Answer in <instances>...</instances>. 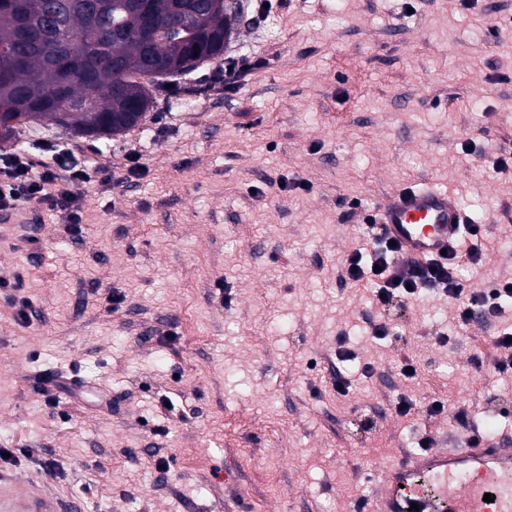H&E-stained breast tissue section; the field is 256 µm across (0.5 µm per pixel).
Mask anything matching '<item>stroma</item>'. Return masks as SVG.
Wrapping results in <instances>:
<instances>
[{
	"mask_svg": "<svg viewBox=\"0 0 512 512\" xmlns=\"http://www.w3.org/2000/svg\"><path fill=\"white\" fill-rule=\"evenodd\" d=\"M260 10L264 26L235 39L259 61L246 82L195 94L219 57L121 136L32 125L0 140V155L48 140L142 164L76 188L79 236L46 204L0 214V278L33 306L24 324L0 298V440L63 465L44 478L18 457L17 489L81 512H351L420 439L512 440V379L473 362L493 359L496 326L455 327L432 292L382 309L339 276L363 239L351 203L372 213L419 180L505 239L512 174L492 155L512 148V0H251ZM46 371L77 373L111 411L46 406ZM438 398L467 425L426 413Z\"/></svg>",
	"mask_w": 512,
	"mask_h": 512,
	"instance_id": "35a3bbf8",
	"label": "stroma"
}]
</instances>
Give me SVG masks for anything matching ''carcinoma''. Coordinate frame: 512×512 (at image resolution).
<instances>
[{"label": "carcinoma", "instance_id": "carcinoma-1", "mask_svg": "<svg viewBox=\"0 0 512 512\" xmlns=\"http://www.w3.org/2000/svg\"><path fill=\"white\" fill-rule=\"evenodd\" d=\"M47 0H0V138L48 122L105 138L140 124L162 79L224 54L242 21L202 0H55L60 42L44 27ZM157 61L162 77L147 78Z\"/></svg>", "mask_w": 512, "mask_h": 512}]
</instances>
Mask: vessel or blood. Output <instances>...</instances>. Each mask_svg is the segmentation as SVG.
Returning <instances> with one entry per match:
<instances>
[{"label": "vessel or blood", "instance_id": "obj_1", "mask_svg": "<svg viewBox=\"0 0 512 512\" xmlns=\"http://www.w3.org/2000/svg\"><path fill=\"white\" fill-rule=\"evenodd\" d=\"M465 215L447 191L427 182L394 190L377 224L396 242L400 258L423 260L453 248ZM376 512H512V441L477 437L459 448L430 447L401 455L383 468ZM0 512H58L28 487L18 494L0 476Z\"/></svg>", "mask_w": 512, "mask_h": 512}]
</instances>
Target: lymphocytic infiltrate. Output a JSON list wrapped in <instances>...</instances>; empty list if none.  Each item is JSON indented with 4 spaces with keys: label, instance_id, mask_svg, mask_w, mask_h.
I'll return each instance as SVG.
<instances>
[{
    "label": "lymphocytic infiltrate",
    "instance_id": "obj_1",
    "mask_svg": "<svg viewBox=\"0 0 512 512\" xmlns=\"http://www.w3.org/2000/svg\"><path fill=\"white\" fill-rule=\"evenodd\" d=\"M42 150L48 158L39 164L25 150L0 156V212H14L32 201L47 202L63 211L66 232L77 234L83 215L73 205V187L111 180L112 168L91 156L78 157L63 144H46ZM464 234L470 241L468 248L457 247L422 263L399 261L397 247L391 246L388 240L376 238V249L371 255H364L359 249L347 255L341 277L355 285H373L376 303L382 307L396 298H412L426 290L445 295L454 302V320L458 326L469 325L477 313L483 320H497L503 300L512 299V287L504 281L489 288L465 284L463 265L481 261L486 251L478 246L484 236L482 225H466Z\"/></svg>",
    "mask_w": 512,
    "mask_h": 512
}]
</instances>
